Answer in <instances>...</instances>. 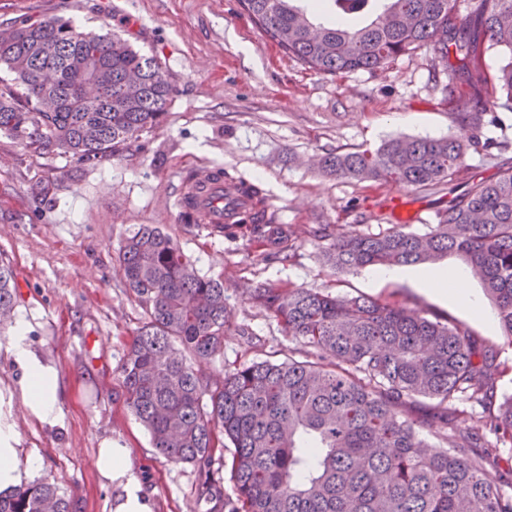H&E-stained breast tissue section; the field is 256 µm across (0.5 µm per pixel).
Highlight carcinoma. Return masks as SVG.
I'll return each mask as SVG.
<instances>
[{
  "label": "carcinoma",
  "instance_id": "1",
  "mask_svg": "<svg viewBox=\"0 0 512 512\" xmlns=\"http://www.w3.org/2000/svg\"><path fill=\"white\" fill-rule=\"evenodd\" d=\"M457 0H386L368 25L317 26L295 0H240L266 35L324 75L385 68L423 43L448 62V78L475 88L487 82L485 50L506 54L491 90L458 105L451 137L395 136L375 151L330 152L321 172L338 180L389 181L412 190L448 187L437 223L420 234L397 225L320 237L338 273L376 266L435 262L458 255L473 266L512 344V167L489 180L455 181L467 159L500 147L483 136L512 112V0H479L460 15ZM346 15L371 0H334ZM29 35L0 43V66L20 86L0 90V133L25 147L60 150L95 161L115 153L165 119L175 86L152 57L110 31L84 32L54 17L20 22ZM54 95L58 107L41 110ZM241 189L257 201L224 235H250L285 260L295 242L275 223L260 185ZM125 285L144 309L121 374L127 401L166 460L191 464L200 496H217L211 466L233 448L236 498L227 512H512V494L487 479V462L505 463L486 435L512 448V395L498 396V352L461 323L361 296L263 282L250 301L288 336L313 352L303 360L265 359L205 380L188 359L224 353L232 309L224 281L199 276L173 238L142 224L118 253ZM16 291L0 264V325L11 319ZM431 399L427 417L408 402ZM462 416L471 424L459 425ZM446 430L448 447L430 450L421 430ZM0 512H73L46 479L0 493Z\"/></svg>",
  "mask_w": 512,
  "mask_h": 512
}]
</instances>
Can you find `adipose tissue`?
I'll list each match as a JSON object with an SVG mask.
<instances>
[{"label":"adipose tissue","mask_w":512,"mask_h":512,"mask_svg":"<svg viewBox=\"0 0 512 512\" xmlns=\"http://www.w3.org/2000/svg\"><path fill=\"white\" fill-rule=\"evenodd\" d=\"M373 280L396 282L414 280L423 292L437 301L454 298L473 313H481L482 305L466 288L467 271L438 268L427 272H412L401 266H382L372 273ZM29 324L18 319L13 327L6 350L22 370L18 389H0V407L21 403L27 413L40 424L55 426L61 416L65 388L56 367L45 362L30 346ZM19 435L5 415L0 414V492L19 487L30 479L41 461L29 456L26 463L18 461ZM93 469L113 491L110 512H153L150 495L136 472L128 443L120 437L105 436L91 461Z\"/></svg>","instance_id":"ef3b65f1"}]
</instances>
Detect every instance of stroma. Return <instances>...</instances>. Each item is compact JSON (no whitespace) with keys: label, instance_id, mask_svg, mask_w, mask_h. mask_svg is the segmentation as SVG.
Here are the masks:
<instances>
[{"label":"stroma","instance_id":"stroma-1","mask_svg":"<svg viewBox=\"0 0 512 512\" xmlns=\"http://www.w3.org/2000/svg\"><path fill=\"white\" fill-rule=\"evenodd\" d=\"M63 16L87 30L108 27L157 58L175 92L164 123L128 148L92 163L39 153L0 135V261L17 289L15 316L29 324V341L54 365L67 390L58 425L14 409L19 457L42 459L39 477L54 482L76 512H109L112 490L90 461L106 435L128 440L134 464L153 492L154 512H217L199 497L189 464L156 453L127 403L120 373L143 310L125 287L118 251L126 236L156 224L190 257L199 275L220 278L234 327L224 352L197 364L205 377L273 359H303L306 346L252 306L249 292L276 281L340 295L381 299L463 324L498 348V394H512V346L504 344L497 312L482 295L484 318L435 301L406 282L376 283L370 269L336 273L321 257L317 225L343 232L362 225L377 233L396 224L423 233L447 196L387 182L323 176L316 162L336 151L376 150L396 135L448 137L466 83L449 85L448 67L431 45L399 56L388 68L336 76L309 69L256 26L239 0H0V22ZM220 166L260 184L296 252L292 261L265 260L246 237L211 235L175 222L170 197L187 174ZM40 182L54 183L49 198ZM399 198V210L390 201ZM248 335H238L237 326Z\"/></svg>","mask_w":512,"mask_h":512}]
</instances>
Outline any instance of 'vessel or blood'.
Here are the masks:
<instances>
[{
	"instance_id": "1",
	"label": "vessel or blood",
	"mask_w": 512,
	"mask_h": 512,
	"mask_svg": "<svg viewBox=\"0 0 512 512\" xmlns=\"http://www.w3.org/2000/svg\"><path fill=\"white\" fill-rule=\"evenodd\" d=\"M194 203L200 223L209 229L232 223L248 205L239 190L227 189L211 169L200 172Z\"/></svg>"
}]
</instances>
